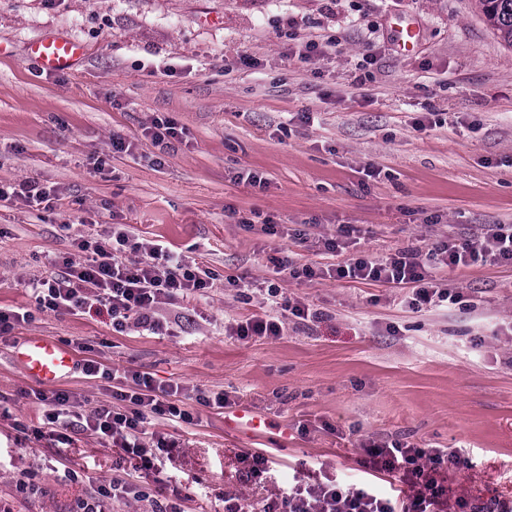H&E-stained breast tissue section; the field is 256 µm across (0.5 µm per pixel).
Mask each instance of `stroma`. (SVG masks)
Instances as JSON below:
<instances>
[{"label":"stroma","instance_id":"35a3bbf8","mask_svg":"<svg viewBox=\"0 0 512 512\" xmlns=\"http://www.w3.org/2000/svg\"><path fill=\"white\" fill-rule=\"evenodd\" d=\"M399 15L421 33L415 51L397 45ZM57 35L84 44L79 65L34 72L30 44ZM312 39L332 45L301 59ZM158 120L178 138L155 143ZM117 136L130 152L113 153ZM251 172L265 187L245 181ZM29 179L57 199L43 212L0 202V307H33L25 285L47 274L46 256L111 224L204 262L217 280L184 302L169 336L38 312L0 341L10 411L0 417V512H71L130 468L89 432L69 446L34 438L49 408L28 398L36 383L12 356L29 337L103 363L105 375L57 382L81 404L111 402L113 377L140 367L265 419L229 431L223 411L187 397L193 423L154 424L181 446L142 483L177 492L184 512H224L225 495L255 503L321 474L384 485L360 464L369 438L462 448L472 466L449 472L450 492L512 499V338L488 336L512 325V266L444 271L463 303L416 312L403 291L296 280L271 263L287 252L335 264L316 241L341 224L373 256L512 224V47L475 0H0V181ZM76 214L86 226L72 225ZM267 219L277 234L263 232ZM301 230L307 243L294 239ZM228 278L249 282L248 298ZM272 284L279 301L309 304L318 319L283 310L279 337L225 335V324L267 310ZM248 449L271 461L263 482L240 477ZM67 468L79 481L64 479ZM24 478L42 494L19 492Z\"/></svg>","mask_w":512,"mask_h":512}]
</instances>
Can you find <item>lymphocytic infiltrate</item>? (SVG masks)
<instances>
[{
  "label": "lymphocytic infiltrate",
  "instance_id": "obj_1",
  "mask_svg": "<svg viewBox=\"0 0 512 512\" xmlns=\"http://www.w3.org/2000/svg\"><path fill=\"white\" fill-rule=\"evenodd\" d=\"M353 232L343 224L319 241L325 253L338 258L336 279L411 289L409 305L416 311L461 303V293L441 278L445 269L477 262L512 266V224H491L475 236L449 235L428 250L408 246L377 259L349 253ZM73 247L49 259L50 275L29 281L37 310L76 316L103 312L118 332L136 328L155 334L178 323L181 304L204 295L216 278L212 269L136 237L125 224L75 239ZM123 378L124 385L112 389V403L86 410L67 392L35 390L34 398L52 407L48 439L67 445L72 430L89 431L144 471L172 458L176 441L151 433L150 426L159 419L192 422V414L177 402L179 385L157 384L150 372L137 368L125 370ZM362 448L373 472L398 476L400 487L382 493L369 484L348 487L330 476L295 479L262 499L260 512H512L511 500L449 496L444 472L471 466L458 449L373 439ZM130 498L148 503L151 512H180L174 497L147 491L127 473L103 479L76 500L73 512H112L114 503Z\"/></svg>",
  "mask_w": 512,
  "mask_h": 512
}]
</instances>
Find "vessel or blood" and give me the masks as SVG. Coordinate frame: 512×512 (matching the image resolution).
Instances as JSON below:
<instances>
[{
    "label": "vessel or blood",
    "mask_w": 512,
    "mask_h": 512,
    "mask_svg": "<svg viewBox=\"0 0 512 512\" xmlns=\"http://www.w3.org/2000/svg\"><path fill=\"white\" fill-rule=\"evenodd\" d=\"M30 50L33 63L46 73L72 70L84 54L81 43L64 36L38 39ZM13 355L27 376L40 383L56 382L77 368L73 352L48 338L26 339L15 348Z\"/></svg>",
    "instance_id": "obj_1"
}]
</instances>
